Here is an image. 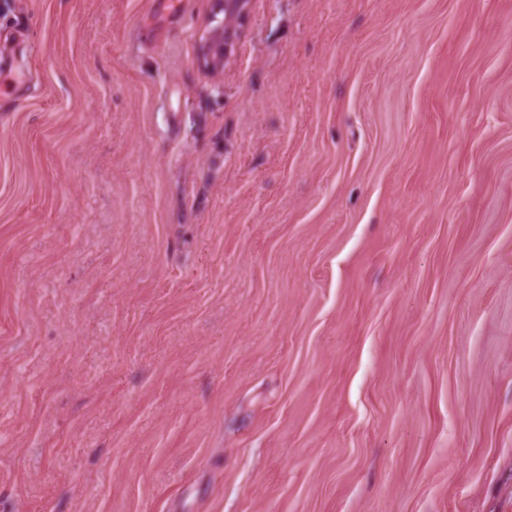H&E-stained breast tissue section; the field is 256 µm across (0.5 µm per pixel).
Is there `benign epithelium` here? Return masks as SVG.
Masks as SVG:
<instances>
[{
    "label": "benign epithelium",
    "instance_id": "7a95c632",
    "mask_svg": "<svg viewBox=\"0 0 512 512\" xmlns=\"http://www.w3.org/2000/svg\"><path fill=\"white\" fill-rule=\"evenodd\" d=\"M215 12L224 19L205 34L200 59L209 70H220L233 59L240 27L249 14L252 0H215Z\"/></svg>",
    "mask_w": 512,
    "mask_h": 512
}]
</instances>
